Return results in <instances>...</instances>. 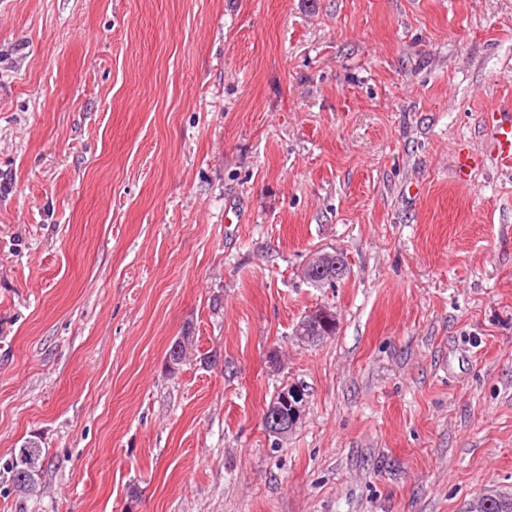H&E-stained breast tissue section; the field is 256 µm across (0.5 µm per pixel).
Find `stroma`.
<instances>
[{"label": "stroma", "mask_w": 512, "mask_h": 512, "mask_svg": "<svg viewBox=\"0 0 512 512\" xmlns=\"http://www.w3.org/2000/svg\"><path fill=\"white\" fill-rule=\"evenodd\" d=\"M508 105L512 0H0V512L512 493V171L453 174ZM336 261L335 263H333V265L336 267V268H333L331 267V270L333 271V273H329L330 272V269L328 268H325V273L324 275L326 274H331L332 276V281H328L327 278L324 282V286L323 287H329V288H333L336 286V283L339 282L340 280H342L343 277H336V269H340V271L345 275L346 272H347V263L344 259V257L339 253V252H336L334 253L333 252H329V251H319L317 253L314 254V256L312 257L311 261L309 262L311 264L312 267L314 268H306L305 272H304V277L309 280L310 282L313 281V279L307 277L306 275L307 274H310V275H315V276H319L320 273L319 271L316 269L318 268L319 270H322L325 266L331 264L333 261ZM319 316V312L310 314L307 317L306 320L304 319L300 322L298 325L295 335L298 337L300 341L303 343H311L316 339L317 341H320L325 336H331L336 333V319L335 317L330 313V317L327 320H321L316 322V336H314L313 327H314V320L317 319ZM301 396L303 398L301 404L294 406L295 411L292 412L293 419H288V415L281 416L277 413L272 414L268 417V427L271 430L270 433L275 434L278 438L282 440L288 438V434L292 432L294 426L300 419L303 407L305 405L303 393H301ZM36 457L38 469L43 474L48 464V455L46 448L42 447V442L36 438H29L22 442L19 448H14L11 459L3 466V470L9 475L8 480L13 491L19 497L32 495L39 487L41 477L32 472L27 466L28 459ZM46 465L41 466L42 462Z\"/></svg>", "instance_id": "obj_1"}]
</instances>
